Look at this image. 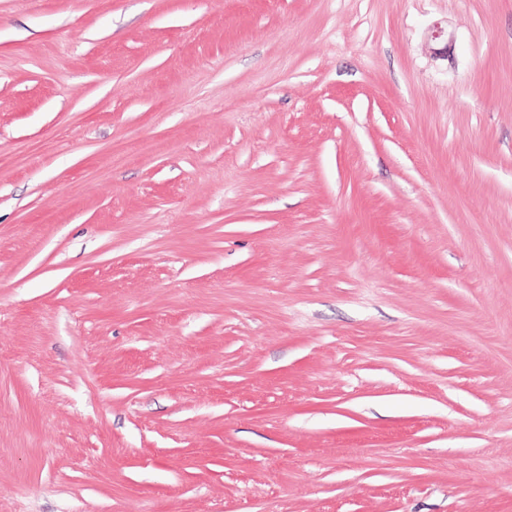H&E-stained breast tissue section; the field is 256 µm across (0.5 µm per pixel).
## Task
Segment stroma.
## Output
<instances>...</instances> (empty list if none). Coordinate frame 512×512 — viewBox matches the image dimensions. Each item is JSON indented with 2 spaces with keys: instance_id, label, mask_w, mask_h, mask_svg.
<instances>
[{
  "instance_id": "stroma-1",
  "label": "stroma",
  "mask_w": 512,
  "mask_h": 512,
  "mask_svg": "<svg viewBox=\"0 0 512 512\" xmlns=\"http://www.w3.org/2000/svg\"><path fill=\"white\" fill-rule=\"evenodd\" d=\"M0 512H512V0H0Z\"/></svg>"
}]
</instances>
